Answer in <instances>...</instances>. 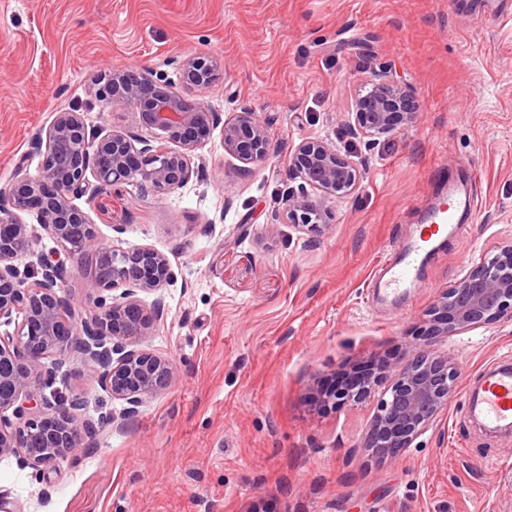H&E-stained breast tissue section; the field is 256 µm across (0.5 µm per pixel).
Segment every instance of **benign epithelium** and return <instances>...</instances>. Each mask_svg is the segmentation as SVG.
<instances>
[{
  "mask_svg": "<svg viewBox=\"0 0 512 512\" xmlns=\"http://www.w3.org/2000/svg\"><path fill=\"white\" fill-rule=\"evenodd\" d=\"M220 67L211 55L187 58L183 92L149 69L105 71L92 88L94 97L107 106L136 109L138 124L155 131L156 140L131 130L102 136L88 130L83 113L57 112L40 139L37 173L20 172L0 185V325L14 326L0 334V456L16 457L38 478L88 451L86 437L96 430L81 418L84 400L68 401L53 390L56 372L70 353H81L91 380L125 404L114 422L135 417L171 382L170 359L141 347L164 317L163 290L175 279L171 259L150 245L105 246L75 200L128 184L161 199L176 192L195 173V150L219 125L225 154L247 169L265 164L272 144L260 113L242 106L222 118L188 97L211 85ZM419 119L412 89L382 69L372 72L351 99L345 125L351 138L370 146ZM170 142L179 148H170ZM289 172L300 184L288 190L269 233L287 224L311 238L331 235L336 208L361 185V167L331 138L314 135L292 147ZM24 211L36 214L43 233L73 261V270L85 274L90 305L83 312L76 313L67 296L73 270L65 262L43 259L35 271L21 264L36 237L35 229L19 219ZM504 318L512 320V244L481 253L431 308L428 342L383 366L390 384L377 400L362 447L386 460L411 447L447 407L458 379L451 357L431 348V342ZM379 383L373 374L352 375L337 396L358 404Z\"/></svg>",
  "mask_w": 512,
  "mask_h": 512,
  "instance_id": "benign-epithelium-1",
  "label": "benign epithelium"
}]
</instances>
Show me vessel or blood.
<instances>
[{
  "label": "vessel or blood",
  "instance_id": "1",
  "mask_svg": "<svg viewBox=\"0 0 512 512\" xmlns=\"http://www.w3.org/2000/svg\"><path fill=\"white\" fill-rule=\"evenodd\" d=\"M471 197L437 201L428 213L426 224L412 234L409 244L388 266L381 268L373 282V295L394 300L411 288L419 287V270L437 237L456 231L460 222L459 209L472 208ZM470 413L491 428H512V369L499 367L482 377L478 398L468 405Z\"/></svg>",
  "mask_w": 512,
  "mask_h": 512
}]
</instances>
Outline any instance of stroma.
<instances>
[{
    "label": "stroma",
    "mask_w": 512,
    "mask_h": 512,
    "mask_svg": "<svg viewBox=\"0 0 512 512\" xmlns=\"http://www.w3.org/2000/svg\"><path fill=\"white\" fill-rule=\"evenodd\" d=\"M512 0H0V184L36 172V142L55 113L89 129H136L128 106L91 95L110 68L144 67L183 91L182 62L223 65L199 95L228 115L269 123L272 157L244 172L220 132L195 152L198 177L158 198L135 185L78 200L104 243L149 244L176 278L144 348L167 356L169 387L120 426L121 401L71 355L55 386L98 423L91 450L36 480L0 457V490L21 512H512V433L471 419L464 398L484 371L512 363V322L436 342L458 368L434 425L392 461L361 446L375 401L324 403L353 368L395 361L423 319L485 249L512 242ZM409 83L419 121L368 147L364 180L311 239L274 213L294 182L291 148L326 134L345 144L343 114L371 71ZM472 176V223L427 256L424 287L378 306L371 275L409 240L437 188ZM122 232H114V225Z\"/></svg>",
    "instance_id": "stroma-1"
}]
</instances>
